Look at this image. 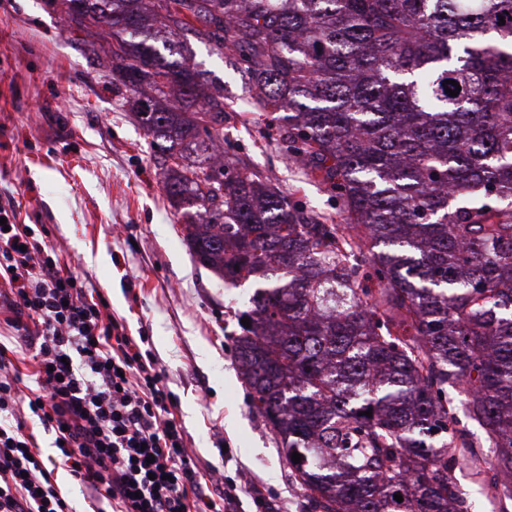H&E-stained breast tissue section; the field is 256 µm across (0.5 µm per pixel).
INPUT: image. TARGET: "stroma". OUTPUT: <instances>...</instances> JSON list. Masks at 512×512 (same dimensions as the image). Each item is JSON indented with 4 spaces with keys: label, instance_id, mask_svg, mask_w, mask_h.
<instances>
[{
    "label": "stroma",
    "instance_id": "stroma-1",
    "mask_svg": "<svg viewBox=\"0 0 512 512\" xmlns=\"http://www.w3.org/2000/svg\"><path fill=\"white\" fill-rule=\"evenodd\" d=\"M93 40L44 0H0V201L19 204L21 223L45 228L63 270L107 302L127 335L146 337L212 487L256 485L282 512H309L234 357L236 315L255 286H226L192 259L151 139L86 52ZM189 45L191 64L224 88L225 154L306 215L346 224L332 186L290 161L268 120L255 118L243 64L198 38ZM453 477L466 498H487L488 512H512V499L470 467Z\"/></svg>",
    "mask_w": 512,
    "mask_h": 512
}]
</instances>
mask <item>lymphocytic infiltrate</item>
I'll return each mask as SVG.
<instances>
[{
  "label": "lymphocytic infiltrate",
  "instance_id": "1",
  "mask_svg": "<svg viewBox=\"0 0 512 512\" xmlns=\"http://www.w3.org/2000/svg\"><path fill=\"white\" fill-rule=\"evenodd\" d=\"M0 311L24 331L36 386L7 374L0 343V512H70L18 415L28 407L54 432L61 461L111 512H238L235 488L206 493L184 440L175 396L151 350L141 349L61 273L54 249L0 203Z\"/></svg>",
  "mask_w": 512,
  "mask_h": 512
}]
</instances>
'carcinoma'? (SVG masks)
Listing matches in <instances>:
<instances>
[{"mask_svg":"<svg viewBox=\"0 0 512 512\" xmlns=\"http://www.w3.org/2000/svg\"><path fill=\"white\" fill-rule=\"evenodd\" d=\"M46 6L108 31L100 59L191 218L192 258L226 285L259 283L235 357L311 512H471L462 461L508 478L512 499V0ZM191 18L245 65L259 116L286 111L288 154L351 224L308 221L258 173L211 159L224 93L185 62ZM460 385L485 470L455 428Z\"/></svg>","mask_w":512,"mask_h":512,"instance_id":"obj_1","label":"carcinoma"}]
</instances>
